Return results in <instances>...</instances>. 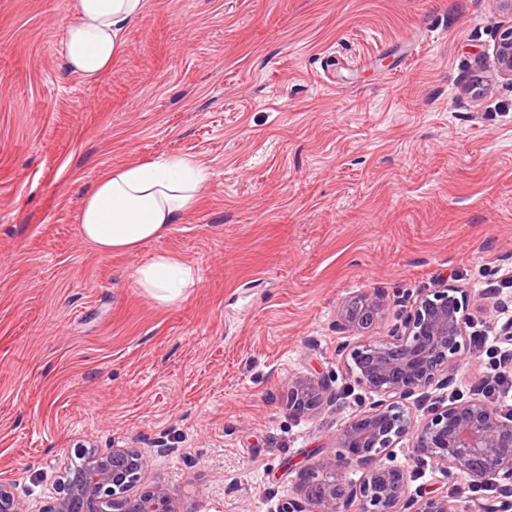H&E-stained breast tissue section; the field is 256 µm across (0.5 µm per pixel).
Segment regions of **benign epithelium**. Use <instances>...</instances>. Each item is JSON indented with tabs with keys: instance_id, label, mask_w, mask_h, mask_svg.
Wrapping results in <instances>:
<instances>
[{
	"instance_id": "benign-epithelium-1",
	"label": "benign epithelium",
	"mask_w": 512,
	"mask_h": 512,
	"mask_svg": "<svg viewBox=\"0 0 512 512\" xmlns=\"http://www.w3.org/2000/svg\"><path fill=\"white\" fill-rule=\"evenodd\" d=\"M503 21L492 54L498 75L512 81V0H496ZM389 307L378 289L343 300L336 331L345 341L339 352L356 382L373 394L362 411L336 433L334 456H323L298 474L300 501L283 512H343L359 501L362 512H459L466 488L455 496L408 493L410 471L387 462L388 450L409 439L411 457L427 459L452 477L462 473L467 488L512 482V410L496 407L482 394L452 397L416 416L409 399L431 397L449 387L465 368V336L473 326L465 290L445 280L416 294L405 322L388 336L372 332ZM288 413L296 418L316 413L336 400L318 378L299 377L286 386ZM88 466L66 472L62 494L49 512H176L173 497L157 487L131 498L129 487L147 466L133 448H78ZM361 472L358 481L347 478ZM0 512H26L11 484L0 480Z\"/></svg>"
}]
</instances>
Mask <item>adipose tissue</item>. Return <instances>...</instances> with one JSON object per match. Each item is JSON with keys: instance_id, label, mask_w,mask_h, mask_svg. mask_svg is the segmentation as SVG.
I'll return each instance as SVG.
<instances>
[{"instance_id": "ef3b65f1", "label": "adipose tissue", "mask_w": 512, "mask_h": 512, "mask_svg": "<svg viewBox=\"0 0 512 512\" xmlns=\"http://www.w3.org/2000/svg\"><path fill=\"white\" fill-rule=\"evenodd\" d=\"M146 0H71L72 21L58 53L70 70L87 79L107 72L123 50V31L135 22ZM209 170L189 156L134 163L100 174L86 194L80 234L103 253L137 248L162 238L194 209L209 181ZM134 280L154 302L181 301L195 283L193 268L159 253L136 268Z\"/></svg>"}]
</instances>
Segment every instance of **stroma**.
Segmentation results:
<instances>
[{
  "instance_id": "35a3bbf8",
  "label": "stroma",
  "mask_w": 512,
  "mask_h": 512,
  "mask_svg": "<svg viewBox=\"0 0 512 512\" xmlns=\"http://www.w3.org/2000/svg\"><path fill=\"white\" fill-rule=\"evenodd\" d=\"M69 0H0V480L47 512L79 444L135 448L136 497L177 512H281L301 465L368 405L336 312L367 289L391 334L420 289L512 270V82L495 0H146L111 71L58 53ZM191 156L213 177L161 239L101 253L80 236L102 169ZM195 268L158 305L133 273ZM454 389L491 373L486 353ZM337 403L295 418L284 384ZM504 20L492 45L498 75L512 81V1L496 0Z\"/></svg>"
}]
</instances>
